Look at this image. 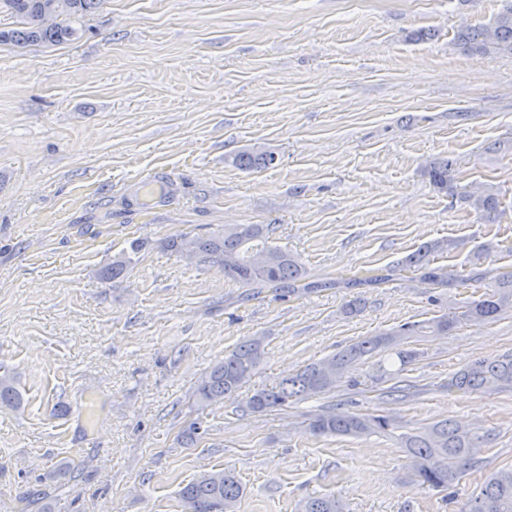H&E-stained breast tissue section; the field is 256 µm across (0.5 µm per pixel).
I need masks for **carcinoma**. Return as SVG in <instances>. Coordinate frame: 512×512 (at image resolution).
<instances>
[{
	"mask_svg": "<svg viewBox=\"0 0 512 512\" xmlns=\"http://www.w3.org/2000/svg\"><path fill=\"white\" fill-rule=\"evenodd\" d=\"M102 0H0V15L16 19V26L0 29V44L25 47L30 44L58 46L79 37L73 20L93 14ZM53 20L48 22L45 14ZM456 45L463 50H498L512 52V0H501V8L486 25L460 29ZM274 153L244 150L232 158L243 168H270ZM425 174L430 183L446 191L452 188V162L438 159L429 164ZM471 205L489 216L500 207L499 194H467ZM175 251L198 256L220 267L224 277L250 288H270L291 295L310 292L315 284L307 280L306 271L285 249L271 246L267 227L262 224H235L206 237L181 235L166 242ZM443 245L427 246L408 258L419 280L428 285L451 286L457 278L447 268L437 265L429 253ZM512 311V271L499 273L494 289L468 302L461 311H450L431 320L407 322L390 332L366 337L332 357L312 363L279 379L275 386L256 391L248 408L257 413L282 409L288 404L326 392L341 381L362 358L386 352L405 365L415 353L403 348L414 336L446 334L461 321L484 323ZM260 362V342L241 344L216 363L197 389L198 402L219 401L231 396L255 374ZM448 386L479 391L488 388H512V353L469 364L457 371ZM19 393L7 376L0 377V403L16 404ZM309 429L316 436L359 437L371 433L389 434L397 429L388 415L336 414L325 411L313 417ZM400 448L411 460L416 477L423 486L446 488L474 466L469 432L450 421H441L398 436ZM244 487L229 469L202 474L181 491L185 512H233ZM304 512H343L341 504L330 496L309 499ZM462 512H512V471L491 475Z\"/></svg>",
	"mask_w": 512,
	"mask_h": 512,
	"instance_id": "carcinoma-1",
	"label": "carcinoma"
}]
</instances>
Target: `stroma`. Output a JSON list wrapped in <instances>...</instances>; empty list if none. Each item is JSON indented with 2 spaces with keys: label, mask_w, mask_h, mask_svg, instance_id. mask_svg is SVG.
<instances>
[{
  "label": "stroma",
  "mask_w": 512,
  "mask_h": 512,
  "mask_svg": "<svg viewBox=\"0 0 512 512\" xmlns=\"http://www.w3.org/2000/svg\"><path fill=\"white\" fill-rule=\"evenodd\" d=\"M500 0H104L71 43L0 45V512H182L179 491L230 468L237 512H302L332 494L346 512H461L512 469V389L451 376L512 352V313L413 342L387 374L357 362L327 393L253 413L257 389L353 343L463 306L512 269V53L455 46ZM246 148L274 152L242 170ZM452 162L459 195L425 174ZM164 171L174 201L144 210L131 184ZM492 190L487 220L461 196ZM269 226L323 287L280 297L235 284L166 239ZM143 249L125 277L114 257ZM441 241L461 277L419 282L404 260ZM386 271L378 284L346 278ZM364 302L348 314L345 304ZM257 372L231 398L195 392L237 345ZM325 410L449 420L476 466L418 485L395 437H316ZM200 424L198 437L187 434ZM71 466L55 476L57 465Z\"/></svg>",
  "instance_id": "stroma-1"
}]
</instances>
